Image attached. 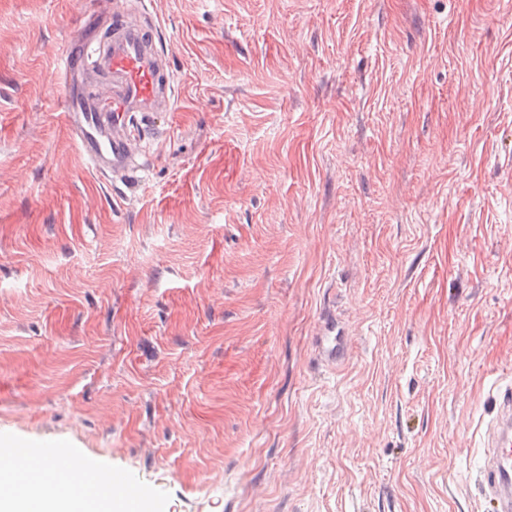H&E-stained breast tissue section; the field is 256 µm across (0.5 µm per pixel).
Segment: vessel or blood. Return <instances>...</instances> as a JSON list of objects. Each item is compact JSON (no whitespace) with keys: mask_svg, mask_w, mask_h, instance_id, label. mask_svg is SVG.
<instances>
[{"mask_svg":"<svg viewBox=\"0 0 512 512\" xmlns=\"http://www.w3.org/2000/svg\"><path fill=\"white\" fill-rule=\"evenodd\" d=\"M88 19L84 33L69 41L61 55L60 86L67 126L90 167L105 179L138 184L146 164L136 161L138 147L130 129L135 120L151 121L158 109H171V75L151 50L149 27L102 6ZM321 333L331 344L328 361L341 362L344 340L332 316ZM484 495L492 512H512V386L499 396L498 415L486 433Z\"/></svg>","mask_w":512,"mask_h":512,"instance_id":"1","label":"vessel or blood"}]
</instances>
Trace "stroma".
I'll return each mask as SVG.
<instances>
[{
    "instance_id": "35a3bbf8",
    "label": "stroma",
    "mask_w": 512,
    "mask_h": 512,
    "mask_svg": "<svg viewBox=\"0 0 512 512\" xmlns=\"http://www.w3.org/2000/svg\"><path fill=\"white\" fill-rule=\"evenodd\" d=\"M100 2L0 0V448L147 512H486L512 0H112L174 80L131 188L56 87ZM336 332V319L325 315L322 319L321 336H326L331 345L325 349L326 359L332 363H340L345 355L344 340ZM333 336V337H332Z\"/></svg>"
}]
</instances>
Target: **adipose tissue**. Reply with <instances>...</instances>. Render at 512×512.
I'll return each mask as SVG.
<instances>
[{"label":"adipose tissue","mask_w":512,"mask_h":512,"mask_svg":"<svg viewBox=\"0 0 512 512\" xmlns=\"http://www.w3.org/2000/svg\"><path fill=\"white\" fill-rule=\"evenodd\" d=\"M107 470L74 469L63 456L14 467L0 457V512H129Z\"/></svg>","instance_id":"adipose-tissue-1"}]
</instances>
